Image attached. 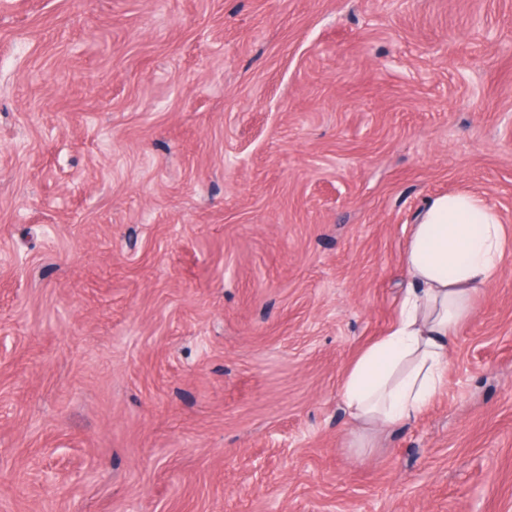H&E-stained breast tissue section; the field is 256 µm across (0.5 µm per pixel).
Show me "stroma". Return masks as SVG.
<instances>
[{
  "instance_id": "stroma-1",
  "label": "stroma",
  "mask_w": 512,
  "mask_h": 512,
  "mask_svg": "<svg viewBox=\"0 0 512 512\" xmlns=\"http://www.w3.org/2000/svg\"><path fill=\"white\" fill-rule=\"evenodd\" d=\"M454 192L503 270L356 423ZM0 512H512V0H0Z\"/></svg>"
}]
</instances>
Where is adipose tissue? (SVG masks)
<instances>
[{"label":"adipose tissue","mask_w":512,"mask_h":512,"mask_svg":"<svg viewBox=\"0 0 512 512\" xmlns=\"http://www.w3.org/2000/svg\"><path fill=\"white\" fill-rule=\"evenodd\" d=\"M505 229L469 194L426 200L407 238L410 286L389 332L352 362L341 384L349 415L388 429L416 419L445 384L448 355L476 293L501 271Z\"/></svg>","instance_id":"adipose-tissue-1"}]
</instances>
